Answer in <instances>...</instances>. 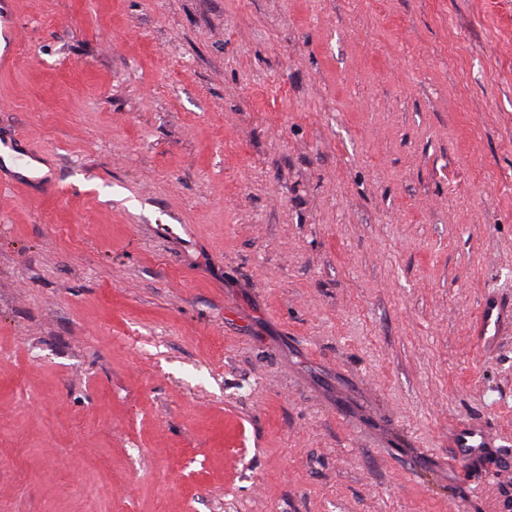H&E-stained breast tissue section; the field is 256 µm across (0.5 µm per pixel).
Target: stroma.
Returning <instances> with one entry per match:
<instances>
[{
  "instance_id": "stroma-1",
  "label": "stroma",
  "mask_w": 512,
  "mask_h": 512,
  "mask_svg": "<svg viewBox=\"0 0 512 512\" xmlns=\"http://www.w3.org/2000/svg\"><path fill=\"white\" fill-rule=\"evenodd\" d=\"M0 512H483L512 450V0H15ZM18 138L12 134H0V183L4 180L12 184L28 186L32 183H40L45 178L32 176L34 173L33 162L37 161L38 154L30 149H23L16 142ZM2 148H8L9 162L6 163ZM512 330V302H504L495 294L487 295L481 302L473 336L482 353L494 351L506 330ZM450 461L460 467L466 482L479 481L476 465L484 457L487 448H495L488 428L483 422L464 421L448 429Z\"/></svg>"
}]
</instances>
